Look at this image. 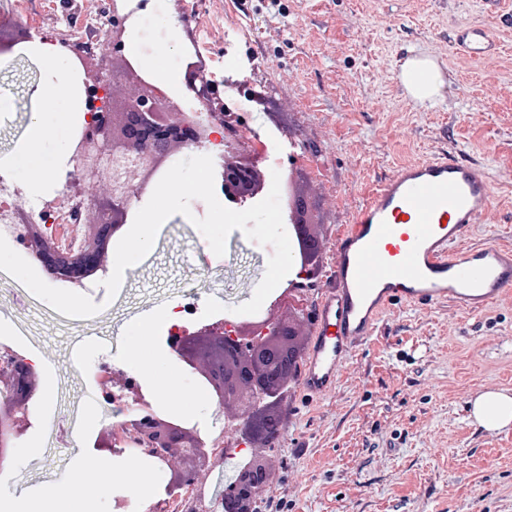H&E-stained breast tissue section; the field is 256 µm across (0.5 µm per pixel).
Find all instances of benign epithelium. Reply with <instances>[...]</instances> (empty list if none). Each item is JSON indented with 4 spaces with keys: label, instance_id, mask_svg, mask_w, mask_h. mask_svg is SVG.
I'll return each mask as SVG.
<instances>
[{
    "label": "benign epithelium",
    "instance_id": "benign-epithelium-1",
    "mask_svg": "<svg viewBox=\"0 0 512 512\" xmlns=\"http://www.w3.org/2000/svg\"><path fill=\"white\" fill-rule=\"evenodd\" d=\"M90 82L109 95L119 82L137 83L142 91L126 98L118 112L89 110L83 134L74 140L71 159L77 160V166L66 173V182L72 187L87 182L109 184L107 195L94 196L88 202L92 223L84 225L81 248L75 252L49 244L47 226L36 225L46 246L31 252L58 281L77 280L75 270L80 265L99 267L106 243L129 223L133 201L148 192L172 154L199 147L216 133L215 125H204L183 114L171 121V115L179 114L178 104L131 66H98ZM257 164L252 154L224 136L220 190L227 202L246 203L239 188ZM276 304L288 308V319L267 317L232 328L218 321L192 332L178 327L172 336L173 351L189 366L200 360L204 349L214 352L204 363L202 377L215 393L219 413H224L226 406L235 409V427L246 447L270 432L267 408L274 396L270 383L286 364L288 323L301 320L300 313L292 310V302L279 299ZM99 376L104 399L112 400V389L117 388L123 399L132 400L133 413L103 431L94 447L136 459L149 458L165 466L171 478L164 495L171 497L176 490L190 487L188 512H232L238 497L255 498L264 490L263 476L255 472L245 484L236 481L220 493H208L201 474L224 465L223 436L213 437L195 425L173 422L146 399L134 380L111 382L114 370L108 363L101 364ZM36 377L33 364L23 355L10 349L0 354V392L6 396L0 403V471L12 469L17 443L31 425Z\"/></svg>",
    "mask_w": 512,
    "mask_h": 512
}]
</instances>
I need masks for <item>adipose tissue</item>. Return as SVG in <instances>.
<instances>
[{
	"label": "adipose tissue",
	"mask_w": 512,
	"mask_h": 512,
	"mask_svg": "<svg viewBox=\"0 0 512 512\" xmlns=\"http://www.w3.org/2000/svg\"><path fill=\"white\" fill-rule=\"evenodd\" d=\"M28 51L43 63V79L34 93L37 107L29 117L24 140L11 155L0 158V169L28 171L35 179L51 181L68 156L65 135L83 122L84 112L78 103L73 57L52 44L34 43ZM175 321L176 315L169 309L144 315L130 323L127 331L134 343L125 357L128 366L135 372H143L149 338ZM471 417L489 431L512 424V396L497 391L479 395L472 403ZM150 482L151 476L147 473L134 484L127 471H114L109 485H100L92 476L80 488L61 486L51 501L24 492L10 501H0V512H90L91 505L100 497L129 487L144 493Z\"/></svg>",
	"instance_id": "1"
}]
</instances>
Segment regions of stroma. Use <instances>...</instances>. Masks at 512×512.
Masks as SVG:
<instances>
[{"mask_svg":"<svg viewBox=\"0 0 512 512\" xmlns=\"http://www.w3.org/2000/svg\"><path fill=\"white\" fill-rule=\"evenodd\" d=\"M101 13L126 16L143 60L168 49L166 66L185 73V50L215 82L205 102L233 106L255 140L270 143L280 176L307 189L323 234L314 275L294 289L312 326L339 230L400 166L463 151L489 180L491 211L465 236L470 244H512V0H96ZM86 0H23L24 16L44 30L80 23ZM0 16L16 43L0 54V157L24 137L41 81L38 59L23 54L28 34L5 0ZM474 21L498 39L496 55L471 61L452 35ZM414 55L439 67L442 96L431 107L412 100L399 73ZM192 218L172 215L148 257L126 271L115 298L104 287L78 292L82 314L66 295L28 276V262L0 250V343L19 342L42 361L36 395L39 428L28 429L16 467L0 492L33 489L52 500L60 485H80L98 468L94 442L114 418L99 395L95 369L124 348L123 327L182 301L186 291L233 308L249 301L273 249L233 230L223 256L200 248ZM181 403L140 380L157 408L213 430L215 402L189 410L195 378L181 362ZM512 395V290L469 312L444 301L389 306L374 338L356 348L335 390L309 396L301 385L282 398L288 427L270 453L278 469L268 496L288 512H512V425L487 431L471 424L479 394ZM150 495L106 496L98 512H146L171 474L152 467Z\"/></svg>","mask_w":512,"mask_h":512,"instance_id":"35a3bbf8","label":"stroma"}]
</instances>
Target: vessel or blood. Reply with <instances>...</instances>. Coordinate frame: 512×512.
<instances>
[{
    "instance_id": "1",
    "label": "vessel or blood",
    "mask_w": 512,
    "mask_h": 512,
    "mask_svg": "<svg viewBox=\"0 0 512 512\" xmlns=\"http://www.w3.org/2000/svg\"><path fill=\"white\" fill-rule=\"evenodd\" d=\"M453 41L473 61L497 49L494 33L478 22L458 29ZM491 203L486 176L448 153L405 165L378 186L336 241L301 377L309 395L335 389L353 349L375 334L393 302L450 300L475 312L512 289L511 247L462 243Z\"/></svg>"
}]
</instances>
